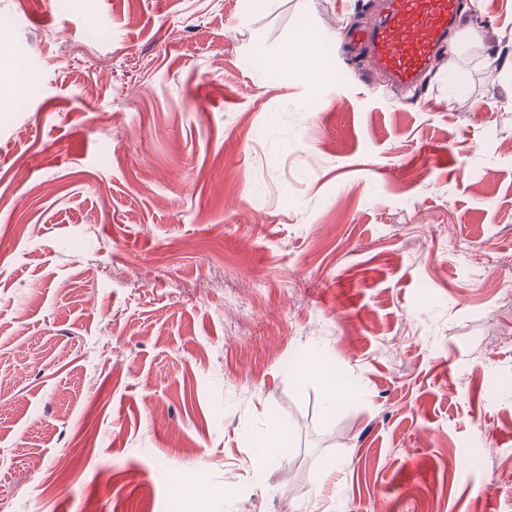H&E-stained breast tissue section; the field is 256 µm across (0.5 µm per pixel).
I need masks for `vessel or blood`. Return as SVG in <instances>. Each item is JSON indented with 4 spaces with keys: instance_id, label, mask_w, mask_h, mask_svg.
<instances>
[{
    "instance_id": "obj_1",
    "label": "vessel or blood",
    "mask_w": 512,
    "mask_h": 512,
    "mask_svg": "<svg viewBox=\"0 0 512 512\" xmlns=\"http://www.w3.org/2000/svg\"><path fill=\"white\" fill-rule=\"evenodd\" d=\"M459 12V0H385L378 23L358 33L371 70L413 85L433 69Z\"/></svg>"
}]
</instances>
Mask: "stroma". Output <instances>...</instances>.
Returning <instances> with one entry per match:
<instances>
[{
  "instance_id": "obj_1",
  "label": "stroma",
  "mask_w": 512,
  "mask_h": 512,
  "mask_svg": "<svg viewBox=\"0 0 512 512\" xmlns=\"http://www.w3.org/2000/svg\"><path fill=\"white\" fill-rule=\"evenodd\" d=\"M380 7L0 0L11 512H512V0L460 93L340 44ZM327 55V49L321 40L309 29H302L293 42L289 46L286 61L289 70L307 76L308 78L317 79L322 71L324 60ZM297 379L300 384L309 381L319 383L325 391L328 410L334 409L342 398L348 397L353 392V389L346 382L336 378L327 363L321 359L310 361L307 365L301 367ZM291 441V432L275 421H270L265 434L255 442L258 458L262 461L268 460L277 454L282 453Z\"/></svg>"
}]
</instances>
